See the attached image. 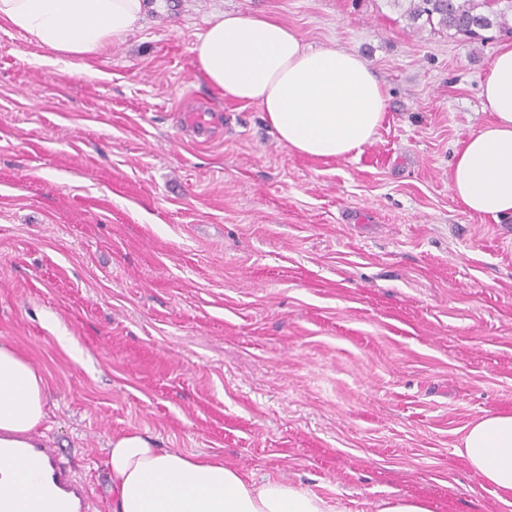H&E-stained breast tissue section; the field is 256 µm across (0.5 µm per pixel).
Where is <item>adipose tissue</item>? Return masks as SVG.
I'll list each match as a JSON object with an SVG mask.
<instances>
[{"mask_svg": "<svg viewBox=\"0 0 512 512\" xmlns=\"http://www.w3.org/2000/svg\"><path fill=\"white\" fill-rule=\"evenodd\" d=\"M142 14V0H0L1 22L70 57L125 41ZM193 52L221 96L258 104L291 151L345 158L375 139L387 96L354 51L314 50L273 19L224 13ZM481 96L492 120L461 142L448 185L470 212L500 222L512 219V43L500 46ZM47 387L39 368L0 342L1 447L6 435L42 431ZM458 454L502 505L512 506V413L470 425ZM108 455L112 512H336L335 504L282 479H246L223 459L156 448L136 428L112 439Z\"/></svg>", "mask_w": 512, "mask_h": 512, "instance_id": "obj_1", "label": "adipose tissue"}]
</instances>
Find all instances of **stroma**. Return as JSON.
Here are the masks:
<instances>
[{"instance_id": "1", "label": "stroma", "mask_w": 512, "mask_h": 512, "mask_svg": "<svg viewBox=\"0 0 512 512\" xmlns=\"http://www.w3.org/2000/svg\"><path fill=\"white\" fill-rule=\"evenodd\" d=\"M223 13L356 51L387 94L374 142L303 156L220 97L192 47ZM506 41L391 0H145L86 58L0 25V340L47 377V434L100 512L133 428L337 512H512L457 454L512 413V221L448 188ZM200 108L223 125L183 132Z\"/></svg>"}]
</instances>
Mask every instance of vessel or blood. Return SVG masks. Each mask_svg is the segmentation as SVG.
I'll return each instance as SVG.
<instances>
[{
  "instance_id": "1",
  "label": "vessel or blood",
  "mask_w": 512,
  "mask_h": 512,
  "mask_svg": "<svg viewBox=\"0 0 512 512\" xmlns=\"http://www.w3.org/2000/svg\"><path fill=\"white\" fill-rule=\"evenodd\" d=\"M26 442L23 448H0V467L10 471L16 485L38 481L49 494V506L41 509L7 502L0 506L5 512H99L98 502L61 449L39 434L28 436ZM18 459L31 461L32 469L15 467Z\"/></svg>"
}]
</instances>
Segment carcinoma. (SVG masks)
Listing matches in <instances>:
<instances>
[{"label": "carcinoma", "instance_id": "1", "mask_svg": "<svg viewBox=\"0 0 512 512\" xmlns=\"http://www.w3.org/2000/svg\"><path fill=\"white\" fill-rule=\"evenodd\" d=\"M412 23L420 19L473 40L498 30L512 34V0H393Z\"/></svg>", "mask_w": 512, "mask_h": 512}]
</instances>
